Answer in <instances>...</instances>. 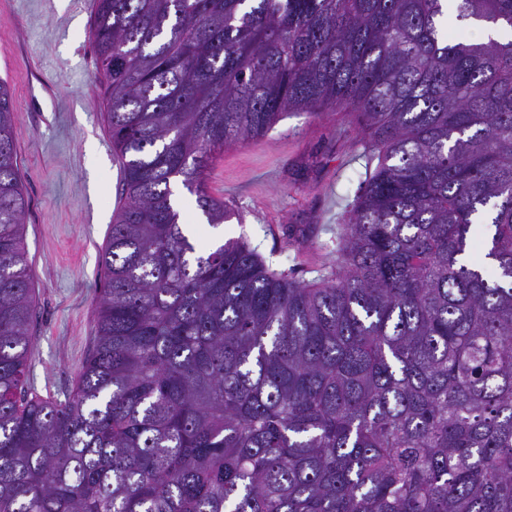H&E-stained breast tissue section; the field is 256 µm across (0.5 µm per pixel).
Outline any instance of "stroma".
<instances>
[{
	"label": "stroma",
	"mask_w": 512,
	"mask_h": 512,
	"mask_svg": "<svg viewBox=\"0 0 512 512\" xmlns=\"http://www.w3.org/2000/svg\"><path fill=\"white\" fill-rule=\"evenodd\" d=\"M94 11L95 0H0V78L17 107L38 303L29 376L44 396L69 393L90 351L104 285L100 254L123 201L89 40ZM377 164L355 116L287 114L264 137L213 159L206 187L233 218L210 227L179 185L180 222L198 250L241 237L270 269L313 282L334 269L340 226Z\"/></svg>",
	"instance_id": "35a3bbf8"
}]
</instances>
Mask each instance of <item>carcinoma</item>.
<instances>
[{
    "mask_svg": "<svg viewBox=\"0 0 512 512\" xmlns=\"http://www.w3.org/2000/svg\"><path fill=\"white\" fill-rule=\"evenodd\" d=\"M512 0H96L125 202L74 388L42 396L0 81V512H512ZM351 110L378 164L317 283L201 254L214 153Z\"/></svg>",
    "mask_w": 512,
    "mask_h": 512,
    "instance_id": "cac0c4a2",
    "label": "carcinoma"
}]
</instances>
